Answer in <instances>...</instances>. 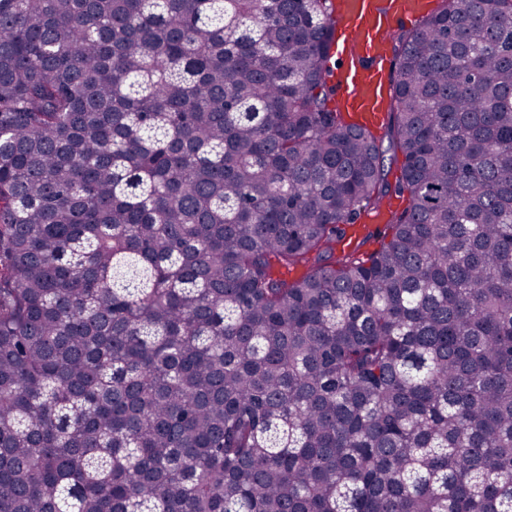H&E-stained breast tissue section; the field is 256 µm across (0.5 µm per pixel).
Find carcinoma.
<instances>
[{"label":"carcinoma","mask_w":512,"mask_h":512,"mask_svg":"<svg viewBox=\"0 0 512 512\" xmlns=\"http://www.w3.org/2000/svg\"><path fill=\"white\" fill-rule=\"evenodd\" d=\"M330 2L0 0V512H512V0L392 36L387 146ZM400 202L398 198H392L373 215H361L355 224H366L364 231L359 234L352 243L349 251L357 260L366 259L375 250L379 249L384 240L385 224L390 212Z\"/></svg>","instance_id":"cac0c4a2"}]
</instances>
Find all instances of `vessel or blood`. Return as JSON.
Masks as SVG:
<instances>
[{
    "instance_id": "vessel-or-blood-1",
    "label": "vessel or blood",
    "mask_w": 512,
    "mask_h": 512,
    "mask_svg": "<svg viewBox=\"0 0 512 512\" xmlns=\"http://www.w3.org/2000/svg\"><path fill=\"white\" fill-rule=\"evenodd\" d=\"M435 7L434 0H335L331 19L343 44L336 95L360 126L375 132L387 120L391 30L414 24Z\"/></svg>"
}]
</instances>
